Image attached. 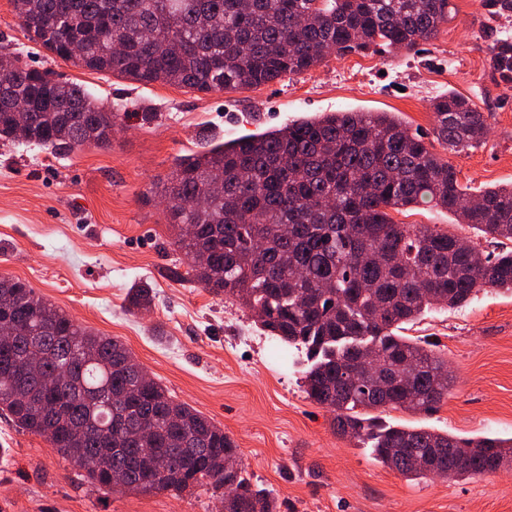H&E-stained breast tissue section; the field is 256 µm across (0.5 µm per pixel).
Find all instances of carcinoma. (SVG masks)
Wrapping results in <instances>:
<instances>
[{"instance_id":"cac0c4a2","label":"carcinoma","mask_w":512,"mask_h":512,"mask_svg":"<svg viewBox=\"0 0 512 512\" xmlns=\"http://www.w3.org/2000/svg\"><path fill=\"white\" fill-rule=\"evenodd\" d=\"M490 19L512 0H479ZM20 26L61 59L74 46L91 71L197 92L250 89L335 55L413 50L454 16L451 0H22ZM0 66V140L68 155L112 138L120 106L29 67ZM495 82L512 83V36L488 45ZM449 151L484 145L490 125L450 92L430 103ZM224 175V192L211 176ZM161 197L194 281L254 312L271 337L305 352L304 392L333 413L342 437L371 445L408 480L474 478L512 466V438H460L386 425L392 408L431 412L452 386L435 345L399 335L436 308L458 309L488 288L512 293V185L476 193L453 164L389 112H324L183 158ZM432 204L490 249L389 214ZM206 251L209 262L197 263ZM0 411L44 438L87 482L140 494L224 490V512H279L241 465L224 429L126 365L119 340L79 325L26 282L0 276ZM115 471L124 474L110 482Z\"/></svg>"}]
</instances>
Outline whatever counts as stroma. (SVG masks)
Returning a JSON list of instances; mask_svg holds the SVG:
<instances>
[{
  "mask_svg": "<svg viewBox=\"0 0 512 512\" xmlns=\"http://www.w3.org/2000/svg\"><path fill=\"white\" fill-rule=\"evenodd\" d=\"M452 3L453 19L415 50L332 56L278 82L203 94L56 57L28 39L13 0H0V44L124 107L106 147L59 156L0 141V275L26 281L78 324L122 341L175 400L224 428L280 512H512V469L409 481L337 435L331 413L304 391V352L268 336L235 300L190 281L154 188L209 142L324 112H390L430 143V102L451 91L490 115L487 144L450 157L461 184L512 183V85L491 80L482 34L484 24L499 32L512 21H487L477 0ZM392 218L475 235L429 204ZM140 287L151 289L152 306L133 313L128 295ZM406 334L435 343L453 386L434 411L389 409L385 422L512 437V295L480 292L461 309L426 313ZM221 498L208 486L150 495L93 487L42 437L0 414V512H222Z\"/></svg>",
  "mask_w": 512,
  "mask_h": 512,
  "instance_id": "obj_1",
  "label": "stroma"
}]
</instances>
